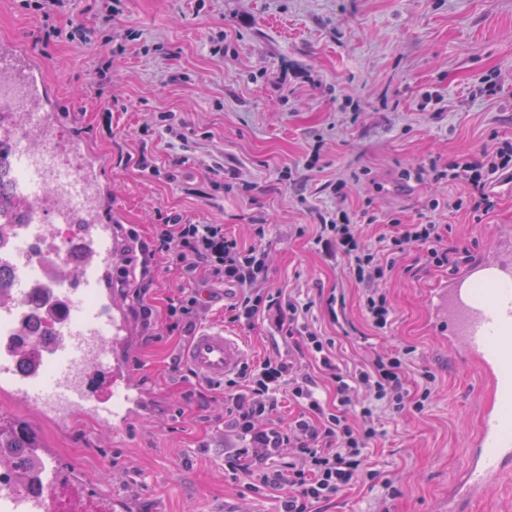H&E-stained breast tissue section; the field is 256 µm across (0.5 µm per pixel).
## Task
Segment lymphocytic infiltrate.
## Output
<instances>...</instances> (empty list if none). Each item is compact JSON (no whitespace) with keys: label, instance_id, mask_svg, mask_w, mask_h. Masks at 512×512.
Returning a JSON list of instances; mask_svg holds the SVG:
<instances>
[{"label":"lymphocytic infiltrate","instance_id":"lymphocytic-infiltrate-1","mask_svg":"<svg viewBox=\"0 0 512 512\" xmlns=\"http://www.w3.org/2000/svg\"><path fill=\"white\" fill-rule=\"evenodd\" d=\"M428 169L435 177L461 181L477 192L475 210L489 212L497 204L493 184L512 179V141L480 156L440 165L430 159ZM321 243H335L348 260L356 280L366 287L364 307L374 328L383 330L391 323V309L380 288L391 263L385 255L398 256L406 249H419L436 266L449 264L443 248L440 225L405 224L395 235L386 237L383 249L365 240L344 209L335 217L322 219L317 237ZM153 247L167 255L182 270L204 271L213 281L240 286L242 292L230 308V321L253 325L262 310L276 309L287 316L289 327L286 354L256 364H243L234 377L224 381V405L230 416L227 428L235 444L224 455L232 473L243 474L246 490L263 494L282 489L279 512H314L357 481L374 478L367 450L381 435L372 408L362 410L363 421L353 424L347 418L356 392L365 390L392 415L409 409H422V401L412 400L404 386L408 350L370 363L344 369L337 362L331 338L317 330L298 331L296 323L307 312V305L282 292L261 288L266 276L265 259L256 248H244L224 233L220 224H183L178 218L157 225ZM204 301L193 288H179L168 307L167 332L188 333L195 327ZM308 354L336 391L335 406L324 405L316 396L318 382L300 373L297 353ZM301 405L300 414L287 427L265 423L276 406L280 391Z\"/></svg>","mask_w":512,"mask_h":512}]
</instances>
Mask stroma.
<instances>
[{
  "label": "stroma",
  "mask_w": 512,
  "mask_h": 512,
  "mask_svg": "<svg viewBox=\"0 0 512 512\" xmlns=\"http://www.w3.org/2000/svg\"><path fill=\"white\" fill-rule=\"evenodd\" d=\"M121 8L112 26L121 52L43 42L39 17L20 0H0V41L23 40L47 73L60 122L102 165L114 264L136 261L130 287L110 286L109 295L129 326L126 364L152 405L110 428L85 419L64 428L2 396L0 415L28 425L59 465L126 512H278L279 491L255 495L231 481L222 391L190 377L180 358L187 336L164 329L171 298L191 284L208 298L199 328L223 327L251 362L283 349L276 310L251 327L229 322L239 287L149 253L162 218L220 224L264 250L265 288L311 302L306 322L335 340L342 364L410 346L407 387L416 397L431 391L423 410L385 421L369 451L375 479L317 512H446L482 408L478 373L449 346L429 301L450 271L415 249L398 257L383 284L392 324L380 331L347 261L315 236L321 214L336 210L340 178L352 214L372 204L376 221L362 231L373 243L393 219L430 220L444 225L449 255L472 257L488 234L512 230V183L495 185L499 202L481 216L465 183L424 170L432 157L446 163L512 141V0H121ZM101 60L111 79L99 94L89 79ZM493 70L503 92L473 96ZM433 90L443 107L425 101ZM161 114L183 140L158 133ZM316 143L321 160L309 169L304 156Z\"/></svg>",
  "instance_id": "obj_1"
}]
</instances>
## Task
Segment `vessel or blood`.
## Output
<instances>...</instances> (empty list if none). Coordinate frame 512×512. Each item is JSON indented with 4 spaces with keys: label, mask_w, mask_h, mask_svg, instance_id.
<instances>
[{
    "label": "vessel or blood",
    "mask_w": 512,
    "mask_h": 512,
    "mask_svg": "<svg viewBox=\"0 0 512 512\" xmlns=\"http://www.w3.org/2000/svg\"><path fill=\"white\" fill-rule=\"evenodd\" d=\"M0 79L20 82L28 111L37 113L39 125H46L47 76L23 43H0ZM57 140L64 154L79 160L84 183L98 185L100 169L80 139L63 127ZM59 218L81 236L95 272L94 277L79 278L74 296L105 287L101 273L112 266V230L104 212L89 217L63 206ZM13 230L35 247L45 250L54 245L44 226L17 224ZM430 303L447 321L450 343L476 364L492 395L481 412L467 465L448 497V512H465L512 472V256L504 254L500 238L491 237L484 255L436 289ZM73 313L76 323L52 336L43 350L44 363L31 372L18 369L17 348L0 347V392L69 424L80 418L101 425L122 422L130 406L142 401L127 367L112 355L127 341L126 323L104 299L91 308L75 307ZM243 357L238 339L218 326L199 331L181 353L197 378L211 383L223 382L237 371ZM40 481L37 493L0 488V512H51L55 492L75 485L73 473L56 466L45 468Z\"/></svg>",
    "instance_id": "vessel-or-blood-1"
}]
</instances>
